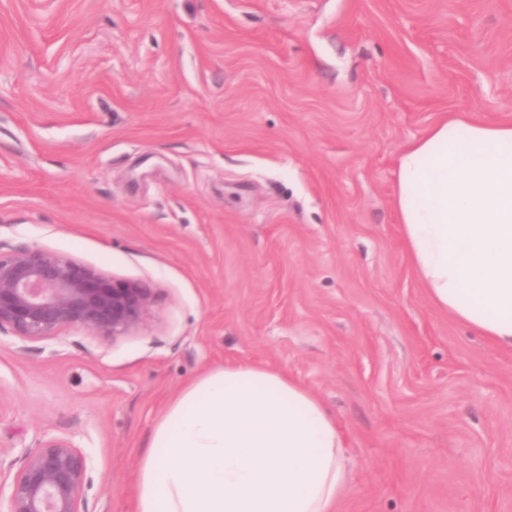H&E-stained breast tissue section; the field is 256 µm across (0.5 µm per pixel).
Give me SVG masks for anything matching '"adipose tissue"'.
Segmentation results:
<instances>
[{
    "label": "adipose tissue",
    "instance_id": "ef3b65f1",
    "mask_svg": "<svg viewBox=\"0 0 512 512\" xmlns=\"http://www.w3.org/2000/svg\"><path fill=\"white\" fill-rule=\"evenodd\" d=\"M393 207L432 304L512 350V124L442 117L400 153ZM344 456L335 414L298 378L227 363L156 421L135 512H339Z\"/></svg>",
    "mask_w": 512,
    "mask_h": 512
}]
</instances>
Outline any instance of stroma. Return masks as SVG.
Here are the masks:
<instances>
[{
	"label": "stroma",
	"mask_w": 512,
	"mask_h": 512,
	"mask_svg": "<svg viewBox=\"0 0 512 512\" xmlns=\"http://www.w3.org/2000/svg\"><path fill=\"white\" fill-rule=\"evenodd\" d=\"M445 112L512 123V0H0V252L152 293L140 328L0 331V457L134 512L158 416L227 363L333 410L342 512H512V351L436 309L392 206Z\"/></svg>",
	"instance_id": "stroma-1"
}]
</instances>
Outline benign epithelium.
<instances>
[{
	"mask_svg": "<svg viewBox=\"0 0 512 512\" xmlns=\"http://www.w3.org/2000/svg\"><path fill=\"white\" fill-rule=\"evenodd\" d=\"M151 290L135 280L115 281L70 257L44 249L0 253V330L44 341L64 328L114 339L142 324ZM88 462L72 441L45 437L18 460L0 458L4 512H86L82 490Z\"/></svg>",
	"mask_w": 512,
	"mask_h": 512,
	"instance_id": "obj_1",
	"label": "benign epithelium"
}]
</instances>
